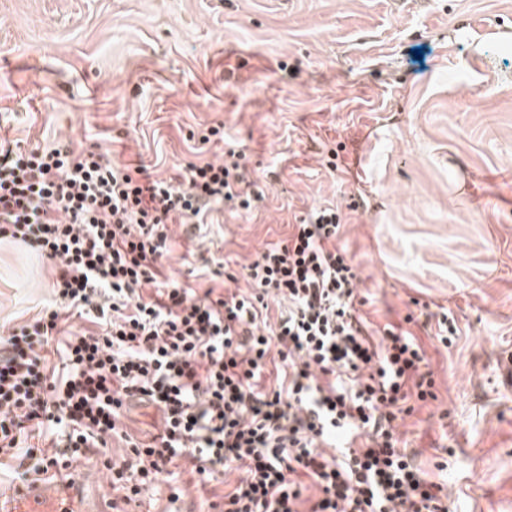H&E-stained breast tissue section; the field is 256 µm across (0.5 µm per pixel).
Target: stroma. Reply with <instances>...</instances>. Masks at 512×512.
Returning a JSON list of instances; mask_svg holds the SVG:
<instances>
[{
	"instance_id": "stroma-1",
	"label": "stroma",
	"mask_w": 512,
	"mask_h": 512,
	"mask_svg": "<svg viewBox=\"0 0 512 512\" xmlns=\"http://www.w3.org/2000/svg\"><path fill=\"white\" fill-rule=\"evenodd\" d=\"M219 125L260 198L191 234L173 225L171 278L197 284L208 259L240 269L336 206L361 314L375 329L413 315L437 380V400L396 421L401 447L451 512H512V0H0V137L98 144L167 178L221 158L192 136ZM50 280L0 244V324L36 314ZM17 467L0 461L14 512L72 493L110 512L119 497L99 463L68 485ZM236 478L184 467L128 510L207 512Z\"/></svg>"
}]
</instances>
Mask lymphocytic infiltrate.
Here are the masks:
<instances>
[{
	"label": "lymphocytic infiltrate",
	"instance_id": "lymphocytic-infiltrate-1",
	"mask_svg": "<svg viewBox=\"0 0 512 512\" xmlns=\"http://www.w3.org/2000/svg\"><path fill=\"white\" fill-rule=\"evenodd\" d=\"M243 159L230 147L164 179L95 144L0 140V242L52 272L48 303L0 325V459L18 460L26 482L102 458L126 504L182 457L205 482L238 470L214 512H448L393 426L436 399L434 374L402 325L373 340L336 208L314 209L244 265L249 291L165 275L170 224L203 223L220 204L250 210ZM281 300L287 311L272 315ZM75 317L92 330L66 334ZM135 402L162 416L147 444L120 427ZM339 436L351 446L327 454Z\"/></svg>",
	"mask_w": 512,
	"mask_h": 512
}]
</instances>
